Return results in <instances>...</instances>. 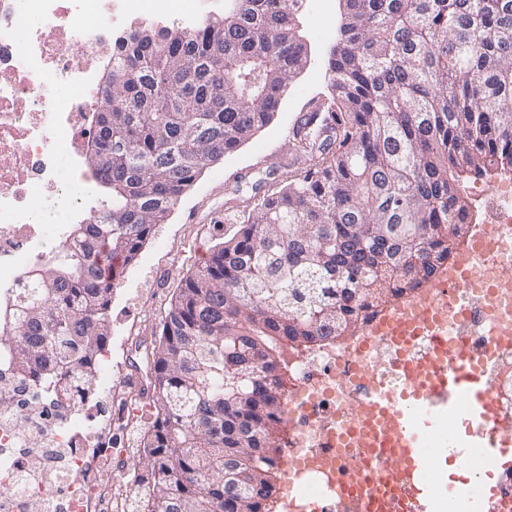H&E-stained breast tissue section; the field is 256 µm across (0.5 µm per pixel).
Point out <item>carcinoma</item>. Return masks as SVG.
<instances>
[{
	"label": "carcinoma",
	"mask_w": 512,
	"mask_h": 512,
	"mask_svg": "<svg viewBox=\"0 0 512 512\" xmlns=\"http://www.w3.org/2000/svg\"><path fill=\"white\" fill-rule=\"evenodd\" d=\"M330 97L296 129L305 173L241 210L181 283L152 350L154 420L129 512H271L285 447L286 352L354 335L464 242L470 179L512 170V0H343ZM303 0H224V14L112 52V175L70 246L0 296V375L81 405L111 334L117 272L207 166L274 118L310 59ZM196 126L208 136L188 143Z\"/></svg>",
	"instance_id": "1"
}]
</instances>
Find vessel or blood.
Segmentation results:
<instances>
[{
	"instance_id": "b4317fda",
	"label": "vessel or blood",
	"mask_w": 512,
	"mask_h": 512,
	"mask_svg": "<svg viewBox=\"0 0 512 512\" xmlns=\"http://www.w3.org/2000/svg\"><path fill=\"white\" fill-rule=\"evenodd\" d=\"M477 266L475 254L463 253L456 275L429 283L425 299L455 290L461 276L475 273ZM489 362V355H473L464 338L442 336L432 359L404 367L397 383L373 391L369 405L382 418L381 430L357 441V457L393 456L385 480L398 492L352 488L356 512H446L450 507L458 512H501L500 485L476 496L471 492L477 481L473 474L431 481L437 460L464 467L471 449L503 456L512 450V425L503 422L490 391ZM451 416L462 418L464 431L445 427Z\"/></svg>"
}]
</instances>
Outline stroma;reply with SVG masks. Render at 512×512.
<instances>
[{
  "instance_id": "obj_1",
  "label": "stroma",
  "mask_w": 512,
  "mask_h": 512,
  "mask_svg": "<svg viewBox=\"0 0 512 512\" xmlns=\"http://www.w3.org/2000/svg\"><path fill=\"white\" fill-rule=\"evenodd\" d=\"M342 0H329L328 18L318 23L302 10L299 30L310 64L290 83L273 121L223 160L207 166L168 223L157 225L137 259L116 282L112 293V334L108 352L112 374L125 379L132 366H145L146 353L158 338V327L171 299L188 273L197 270L210 249L237 229L234 216L242 206L278 189L283 178L305 170L310 160L297 152L288 132L306 99L328 95V53L339 35ZM120 401L98 394L91 406L94 430L112 444V473L145 465L138 449L153 420L151 398L122 388Z\"/></svg>"
}]
</instances>
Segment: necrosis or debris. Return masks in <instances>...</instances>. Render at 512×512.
Returning a JSON list of instances; mask_svg holds the SVG:
<instances>
[{"mask_svg":"<svg viewBox=\"0 0 512 512\" xmlns=\"http://www.w3.org/2000/svg\"><path fill=\"white\" fill-rule=\"evenodd\" d=\"M177 20L195 28L197 0H0V292L14 294L33 266L69 243L70 224L85 216L96 180L83 149L97 107L102 61L112 56L118 19ZM486 236L473 248L480 285L461 288L420 324L410 348L392 346L367 329L342 343L291 358L288 395L280 417L287 446L281 466L296 464L293 512H350L338 488L340 471L356 472L355 450L337 441L344 415L366 401L365 370L391 385L399 363L430 354L433 338L455 330L471 352L483 353L487 330L512 329V174L498 177L482 201ZM503 421H512V347L488 368ZM17 417L0 420V512H23L26 501L52 512H95L123 489L104 478L112 459L81 411L43 401L30 408L14 399Z\"/></svg>","mask_w":512,"mask_h":512,"instance_id":"necrosis-or-debris-1","label":"necrosis or debris"}]
</instances>
